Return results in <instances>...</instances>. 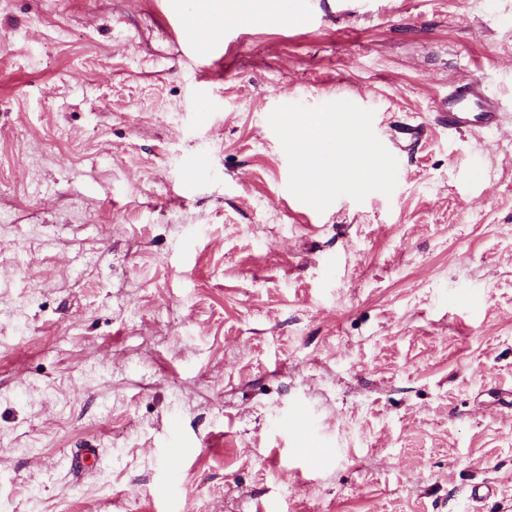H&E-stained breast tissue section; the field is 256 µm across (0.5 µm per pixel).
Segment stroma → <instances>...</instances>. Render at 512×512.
<instances>
[{
  "instance_id": "1",
  "label": "stroma",
  "mask_w": 512,
  "mask_h": 512,
  "mask_svg": "<svg viewBox=\"0 0 512 512\" xmlns=\"http://www.w3.org/2000/svg\"><path fill=\"white\" fill-rule=\"evenodd\" d=\"M206 9L0 0V512H512V0ZM343 99L426 137L312 213L271 116ZM437 120L450 129L495 126L501 120L500 105L483 81L474 78L449 90ZM181 449L169 448L168 466L166 469L165 480L160 488V495L166 496L169 491L179 488L183 482V470L180 466Z\"/></svg>"
}]
</instances>
